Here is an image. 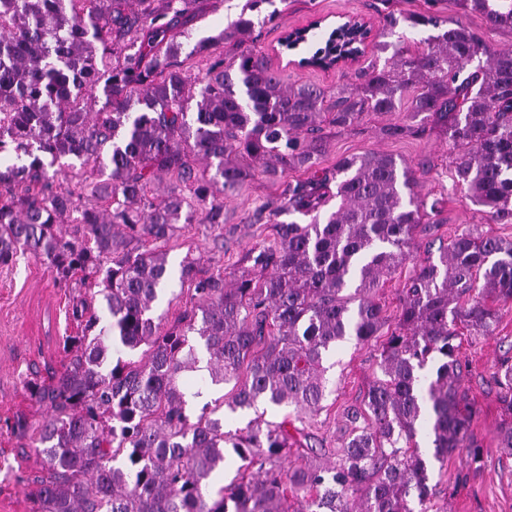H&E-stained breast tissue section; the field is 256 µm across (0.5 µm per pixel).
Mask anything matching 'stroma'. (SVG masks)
Instances as JSON below:
<instances>
[{"label":"stroma","mask_w":512,"mask_h":512,"mask_svg":"<svg viewBox=\"0 0 512 512\" xmlns=\"http://www.w3.org/2000/svg\"><path fill=\"white\" fill-rule=\"evenodd\" d=\"M245 3L200 0L195 14L183 24L190 34L185 48L230 25ZM425 11L471 26L493 48L512 49V32L488 26L482 15L464 11L457 0H260L252 11L255 27L248 47L279 74L283 84L312 83L332 93L355 82L359 71L377 61V42L417 49L426 30L403 24L388 30L385 18ZM336 13L363 18L372 26V43L358 61L321 71L290 67L276 56L274 48L285 31ZM384 123V118L370 116L352 128H324L319 168H332L344 155L372 151L404 159L415 173L421 194L444 201L441 224L435 225L430 239L418 242L420 257L438 256L440 247L469 225L485 233L512 237V224L487 223L479 207L455 186L450 175L454 152L446 137L433 131L420 138L386 139L378 133ZM307 177L304 171H290L273 180L257 175L221 190L218 198L224 203L223 223H206L204 210H194L160 248L174 267L185 259L197 258L205 270L222 274L228 283L244 273L260 278L262 270L254 258L276 239L271 211L286 184ZM86 298L90 299L84 286L61 284L48 262L32 255H17L13 264L0 267V512H32V494L42 475L40 460L33 445L23 444L10 434L6 424L19 414L26 415L36 429L48 420L49 409L30 400L25 382L61 370L63 339L77 331L72 309ZM382 343L379 337L366 344L348 340L329 354L326 364L332 392L311 420L325 449L322 462L335 459L333 450L343 435L344 408L360 404L369 383L378 375ZM461 351L463 385L478 410L473 427L482 459L475 468L462 455L449 458L444 466H433L435 501L439 512H512V454L500 448L498 441L499 428L512 421V413L506 411L495 379L500 362L512 360V303L499 305L494 335L463 336Z\"/></svg>","instance_id":"stroma-1"}]
</instances>
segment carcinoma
Instances as JSON below:
<instances>
[{"label":"carcinoma","mask_w":512,"mask_h":512,"mask_svg":"<svg viewBox=\"0 0 512 512\" xmlns=\"http://www.w3.org/2000/svg\"><path fill=\"white\" fill-rule=\"evenodd\" d=\"M458 2L512 31V0ZM193 6L0 0V158H29L0 169V267L28 251L65 281L94 279L107 311L64 338L62 371L25 383L51 411L33 438L46 472L34 512H414L413 499L423 510L430 467L418 433L442 465L462 452L480 462L455 340L462 329L493 334L495 303L512 302V238L468 228L439 259L415 262L416 236L442 223L443 201L421 197L402 160L369 152L284 188L273 215L308 222H276V245L254 258L263 278L243 274L227 286L184 262L180 278L193 281L197 302L167 330L154 315L167 256L139 244L169 238L186 208L222 223L219 186L258 166L272 176L313 168L323 124L344 129L398 112L409 90L410 110L381 134L446 135L459 150L455 184L489 223L512 224V50L492 49L461 22L410 13L411 28L436 33L336 88L327 111L323 88L285 87L244 49L254 27L245 11L195 44L190 54L214 60L191 76L177 29ZM99 88L107 106L94 112L83 100ZM192 155L215 165L212 177L194 174ZM73 158L96 174L77 177ZM162 172L177 184L155 205L146 194ZM408 262L381 376L345 409L338 461L283 469L294 452L316 453L305 419L327 396L325 354L350 337L378 336L384 317L373 292ZM116 344L141 355L113 363ZM436 354L443 362L430 381L425 367ZM203 369L201 380L232 393L195 413L179 379ZM498 376L512 412V363ZM261 404L292 406L294 415H258L224 431V409ZM230 453L241 461L237 476L213 496L210 480Z\"/></svg>","instance_id":"1"}]
</instances>
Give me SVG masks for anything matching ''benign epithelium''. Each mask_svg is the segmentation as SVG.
<instances>
[{"mask_svg":"<svg viewBox=\"0 0 512 512\" xmlns=\"http://www.w3.org/2000/svg\"><path fill=\"white\" fill-rule=\"evenodd\" d=\"M337 18L340 22L325 28L322 24L327 21V18L323 17L305 27L288 31V34L282 37L280 45L283 47L287 45L293 50L299 49L302 44L310 40L324 36L327 32L331 34L332 40L340 41V44L333 47L328 58L323 61L309 62L301 59L290 60L288 64L331 70L357 61L364 53L371 38L372 29L367 22L356 16L339 14Z\"/></svg>","mask_w":512,"mask_h":512,"instance_id":"1","label":"benign epithelium"}]
</instances>
